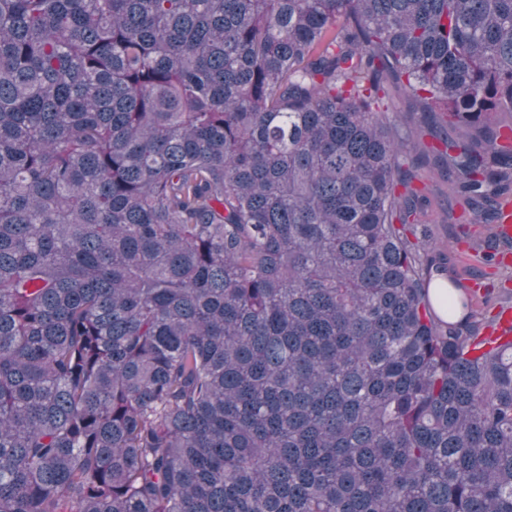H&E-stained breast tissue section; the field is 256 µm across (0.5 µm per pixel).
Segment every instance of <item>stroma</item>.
Instances as JSON below:
<instances>
[{
    "label": "stroma",
    "mask_w": 512,
    "mask_h": 512,
    "mask_svg": "<svg viewBox=\"0 0 512 512\" xmlns=\"http://www.w3.org/2000/svg\"><path fill=\"white\" fill-rule=\"evenodd\" d=\"M381 107L398 117L415 165L412 186L424 197L425 204L415 215L417 229L426 230L439 250L448 257V275L454 279L475 313L476 329L495 319L498 306L512 305V263L489 264V254L512 253V244L499 242L493 223L465 216V204L455 185L441 169L440 159L431 151L440 138L462 140L463 130L440 128L426 120L419 98L405 80L386 77L379 92ZM477 278L479 291H471L470 278Z\"/></svg>",
    "instance_id": "1"
}]
</instances>
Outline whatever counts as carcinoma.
I'll return each mask as SVG.
<instances>
[{
  "label": "carcinoma",
  "mask_w": 512,
  "mask_h": 512,
  "mask_svg": "<svg viewBox=\"0 0 512 512\" xmlns=\"http://www.w3.org/2000/svg\"><path fill=\"white\" fill-rule=\"evenodd\" d=\"M512 144V0H0V512H512L384 73Z\"/></svg>",
  "instance_id": "cac0c4a2"
}]
</instances>
